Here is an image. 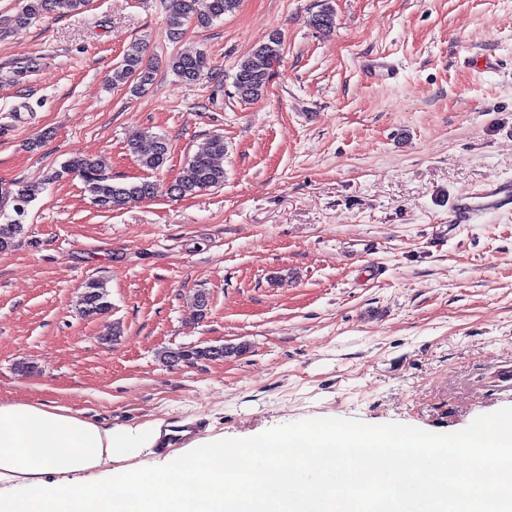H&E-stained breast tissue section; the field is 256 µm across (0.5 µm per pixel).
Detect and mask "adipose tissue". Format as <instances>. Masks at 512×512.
Segmentation results:
<instances>
[{
    "mask_svg": "<svg viewBox=\"0 0 512 512\" xmlns=\"http://www.w3.org/2000/svg\"><path fill=\"white\" fill-rule=\"evenodd\" d=\"M165 433L160 420L103 428L55 402L0 403V512H512V421L445 445L402 431L200 437L176 468L146 469L138 456Z\"/></svg>",
    "mask_w": 512,
    "mask_h": 512,
    "instance_id": "ef3b65f1",
    "label": "adipose tissue"
}]
</instances>
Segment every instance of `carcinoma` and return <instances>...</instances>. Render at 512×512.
Listing matches in <instances>:
<instances>
[{
	"label": "carcinoma",
	"instance_id": "cac0c4a2",
	"mask_svg": "<svg viewBox=\"0 0 512 512\" xmlns=\"http://www.w3.org/2000/svg\"><path fill=\"white\" fill-rule=\"evenodd\" d=\"M240 0H168L169 33L173 37L182 34L183 27L193 22L206 27L213 21L234 12ZM84 0H25L15 14L0 19V27H25L40 16L56 9L77 10ZM282 51L281 36L274 33L256 47L238 64L233 78L236 95L242 100H255L267 88L274 64ZM169 67L182 80L195 82L211 70L207 54L201 50L178 52L169 59ZM154 67L145 61L142 43H129L121 61L112 69L114 86L132 84L131 91L144 94L153 85ZM224 138H212L209 149L193 156L173 181L170 194L177 198L194 195L202 190L224 185ZM128 151L139 164L149 170L160 169L169 153L165 138L147 133L128 144ZM79 178L84 189L98 207L119 210L154 194V184L148 180L132 183H115L107 173L103 158L74 157L39 183L18 181L7 188H0V252L16 245L24 232L21 217L27 206L36 199L44 185L64 177ZM78 313L85 317L91 310L104 317L112 310L107 284L103 280H91L83 286L76 300Z\"/></svg>",
	"mask_w": 512,
	"mask_h": 512
}]
</instances>
